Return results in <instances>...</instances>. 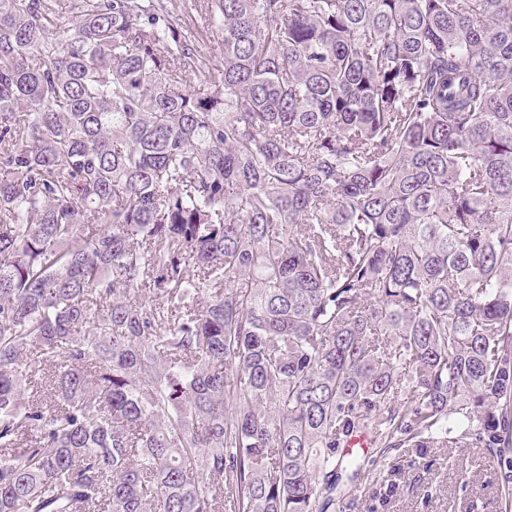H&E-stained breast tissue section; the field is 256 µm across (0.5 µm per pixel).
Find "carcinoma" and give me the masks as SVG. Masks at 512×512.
<instances>
[{
	"mask_svg": "<svg viewBox=\"0 0 512 512\" xmlns=\"http://www.w3.org/2000/svg\"><path fill=\"white\" fill-rule=\"evenodd\" d=\"M364 433L512 493V0H0V512H323Z\"/></svg>",
	"mask_w": 512,
	"mask_h": 512,
	"instance_id": "obj_1",
	"label": "carcinoma"
}]
</instances>
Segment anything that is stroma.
<instances>
[{"instance_id": "1", "label": "stroma", "mask_w": 512, "mask_h": 512, "mask_svg": "<svg viewBox=\"0 0 512 512\" xmlns=\"http://www.w3.org/2000/svg\"><path fill=\"white\" fill-rule=\"evenodd\" d=\"M361 472L343 469L324 512H504L494 468L481 448H395L381 454L361 448ZM383 477L391 488L374 500L373 480Z\"/></svg>"}]
</instances>
